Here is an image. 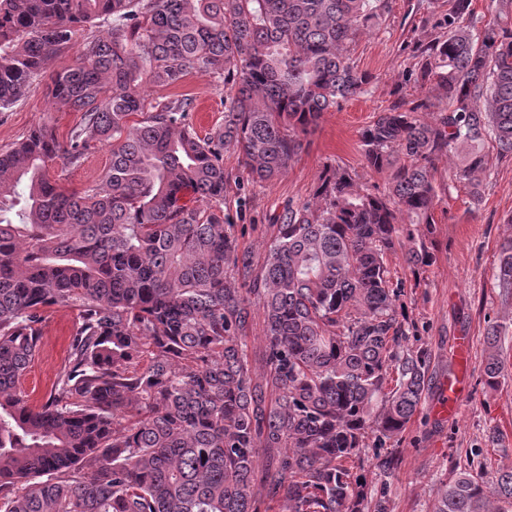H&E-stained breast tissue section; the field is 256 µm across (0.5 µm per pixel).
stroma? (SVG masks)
Here are the masks:
<instances>
[{
    "mask_svg": "<svg viewBox=\"0 0 512 512\" xmlns=\"http://www.w3.org/2000/svg\"><path fill=\"white\" fill-rule=\"evenodd\" d=\"M385 4L378 31L363 35L351 48L358 69L371 75V84L364 93L324 113L284 176L270 183L255 182L237 152L225 150L224 219L234 224L240 249L250 252L255 264L264 261L274 224L288 207L312 196L325 167L347 170L361 186H385L387 173L366 167L359 141L361 129L379 112L400 99L427 97L434 106L427 118L436 119L442 99L404 83L403 76L414 64L411 46L424 20L432 11L447 9L448 0H385ZM51 89L50 74H43L11 109L0 112V148L12 147L39 127L52 132L60 143H68L81 115L59 110ZM142 91L150 102L182 95L192 98L190 122L201 135L224 118V82L203 69L171 87L143 83ZM109 161L108 147L92 148L80 165L65 168L63 186L79 190L100 184ZM436 184L435 262L414 275L405 268L400 253L388 257L392 273L408 283L402 301L431 359L430 390L397 445V466L372 476L373 489L385 491L390 512H428L439 482L452 479L454 468L464 466L471 449H481L489 470L512 463L498 454L489 439L496 427L512 445V378L498 390L488 391L479 376L486 329L494 322L501 326L502 357L512 370V299L501 296L494 281L500 245L512 234L507 224L512 216V160L493 162L477 201L450 180L447 164H439ZM75 326L76 313L71 308L56 306L47 311L39 349L22 379L31 399L48 396ZM461 333L473 338L472 395L456 419L444 421L434 414L432 404L441 381L453 368V342Z\"/></svg>",
    "mask_w": 512,
    "mask_h": 512,
    "instance_id": "obj_1",
    "label": "stroma"
}]
</instances>
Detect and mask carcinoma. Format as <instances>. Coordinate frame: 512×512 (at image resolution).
I'll list each match as a JSON object with an SVG mask.
<instances>
[{"label": "carcinoma", "mask_w": 512, "mask_h": 512, "mask_svg": "<svg viewBox=\"0 0 512 512\" xmlns=\"http://www.w3.org/2000/svg\"><path fill=\"white\" fill-rule=\"evenodd\" d=\"M377 0H0V112L103 22L53 79L82 113L60 145L44 127L0 150V512H389L371 495L366 440L397 442L429 390L428 350L397 306L435 260L438 164L474 200L487 140L512 158V26L496 4L480 30L472 0H448L412 49L402 99L359 134L383 193L331 167L288 208L260 268L224 223V149L256 182L288 171L323 113L364 91L349 47L380 25ZM196 69L224 79V122L205 136L193 101H146L142 75L173 86ZM142 116L129 124L133 116ZM109 148L102 183L51 175ZM411 219L400 223L402 216ZM497 287L512 296V237ZM79 326L45 402L21 380L44 313ZM264 324L255 373L246 330ZM481 382L505 379L500 325ZM431 512H512V466L480 463L436 491Z\"/></svg>", "instance_id": "obj_1"}]
</instances>
